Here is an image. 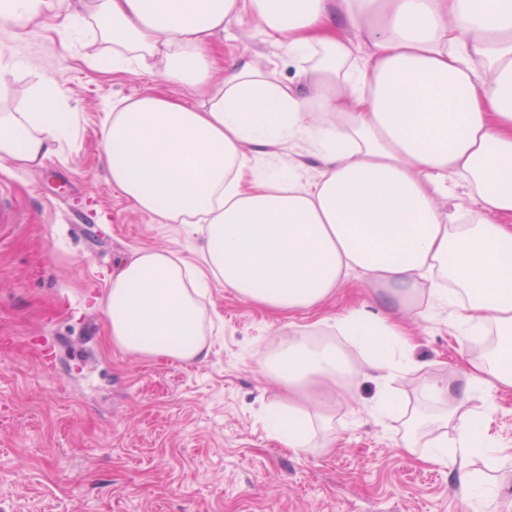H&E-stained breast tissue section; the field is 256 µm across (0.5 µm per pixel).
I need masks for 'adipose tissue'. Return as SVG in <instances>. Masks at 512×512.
I'll list each match as a JSON object with an SVG mask.
<instances>
[{"label":"adipose tissue","instance_id":"ef3b65f1","mask_svg":"<svg viewBox=\"0 0 512 512\" xmlns=\"http://www.w3.org/2000/svg\"><path fill=\"white\" fill-rule=\"evenodd\" d=\"M64 17L63 32L95 36L98 67L195 88L193 101L159 92L113 103L101 160L113 188L141 213L201 225L193 265L166 249L137 250L112 274L105 301L114 347L184 364L208 357L209 280L281 315L319 309L350 272L377 291L373 304L321 319L343 344H314L289 328L263 365L288 403L268 429L282 446L311 444L335 392L369 370L370 410L401 403L388 382L412 367L403 324L420 295L448 307L461 330L494 328L501 347L463 381H427L444 407L425 463L466 467L503 451L475 394L512 391V0H0V23ZM253 23L276 48L264 63H219L215 42ZM297 68L277 80L278 53ZM311 112L324 122L308 123ZM72 112L39 79L20 112L0 113V160L39 166L69 129ZM307 145L317 178L255 145ZM470 190L476 215L443 209L448 182ZM354 346L361 361L348 355Z\"/></svg>","mask_w":512,"mask_h":512}]
</instances>
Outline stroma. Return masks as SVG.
<instances>
[{"mask_svg": "<svg viewBox=\"0 0 512 512\" xmlns=\"http://www.w3.org/2000/svg\"><path fill=\"white\" fill-rule=\"evenodd\" d=\"M225 62L262 61L272 47L252 25L218 38ZM99 42L74 46L55 20L0 26V107L26 108L36 77L58 88L69 134L36 168L0 161L5 200L20 215L0 224V512H466L456 466L422 463L402 445V420L374 419L376 387L361 376L338 388L327 447L283 448L267 431L281 391L262 362L283 320L212 283L211 351L186 365L112 346L104 304L116 264L157 247L196 262L198 227L135 210L101 161L114 100L160 91L149 75L96 67ZM418 368L391 380L428 414L430 379L454 383L481 361L489 337L455 336L448 309L407 313ZM55 359L44 364V345ZM490 432L512 448V393L476 394ZM474 480L512 507V464L473 456Z\"/></svg>", "mask_w": 512, "mask_h": 512, "instance_id": "35a3bbf8", "label": "stroma"}]
</instances>
